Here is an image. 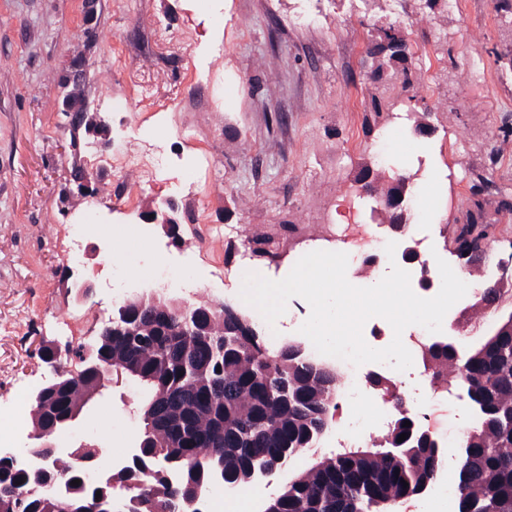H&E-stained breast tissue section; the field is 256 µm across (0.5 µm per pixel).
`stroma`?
Returning <instances> with one entry per match:
<instances>
[{
  "instance_id": "obj_1",
  "label": "stroma",
  "mask_w": 512,
  "mask_h": 512,
  "mask_svg": "<svg viewBox=\"0 0 512 512\" xmlns=\"http://www.w3.org/2000/svg\"><path fill=\"white\" fill-rule=\"evenodd\" d=\"M388 23L401 30L421 89L411 99L391 85L397 116L370 130V52ZM511 50L512 13L500 0H459L430 14L419 0H226L217 16L198 0H96L91 8L85 0H0V405L51 378L39 342L93 344L114 309L111 266L128 272L126 298L156 290L157 258L196 286L171 299L234 304L242 266L280 280L301 249L322 242L326 225L387 226L378 196L355 182L366 166L382 189L395 174H415L408 215L418 231L409 242L430 271L441 259L460 271L458 219L477 199L512 203V65L503 58ZM85 54L93 65L84 97L111 127L102 147L88 134L72 142L62 112V81ZM474 65L481 79L470 78ZM409 109L430 113L431 135L413 133ZM155 138L166 157L156 180L104 165ZM190 166L197 182L186 191L180 177ZM79 168L91 190L75 181ZM437 173L447 186L440 195L425 184ZM165 201L177 207L176 244L162 225L139 221ZM89 212L107 228L140 223L145 246L109 249L94 234L83 265H67V227ZM288 223L296 230L280 235L275 260L251 258L247 238ZM76 283L91 286L92 297L76 300ZM472 303L465 295L443 320L444 335L464 347L495 321L486 314L456 327ZM309 314L306 301L291 299L266 347L301 340ZM144 396L131 381L109 386L78 423L79 441L102 448L106 462L113 437L135 446ZM102 417L111 435L96 431ZM418 421L452 448L473 426L455 395L425 405Z\"/></svg>"
}]
</instances>
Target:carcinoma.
Listing matches in <instances>:
<instances>
[{
	"mask_svg": "<svg viewBox=\"0 0 512 512\" xmlns=\"http://www.w3.org/2000/svg\"><path fill=\"white\" fill-rule=\"evenodd\" d=\"M374 78L387 72L401 75L402 89L414 87L408 67L407 45L392 24L377 29ZM411 176L400 174L383 192L387 206L408 193ZM489 203L476 200L462 214L454 241L457 250L470 248L485 237ZM257 257H276L259 237L246 239ZM476 277L474 306L482 307L483 293L498 287L502 300L512 304V281L496 285L484 265L465 267ZM155 305L145 302L141 319L120 336H106L109 371L128 375L136 365L151 379L143 405L139 442L145 448L112 478L129 485L122 512H148L163 506L178 512H200L187 500L224 475L234 489L260 472L278 473L303 449L315 447L325 434L336 409L338 374L335 368L308 355L284 350L262 353L261 331L246 332L221 317L194 336L178 309L170 308L168 321L157 323L149 314ZM512 316H500L483 341L459 352H429L435 363L436 383L464 392L476 414V425L459 448L455 462L458 512H512ZM408 428H389L384 441L371 448L345 450L325 457L312 468L288 479L273 504L275 512H375L377 499L394 500L415 491L426 479L440 478L445 454L418 433L399 443ZM87 464L71 457H56L47 472L36 478L0 459V488L26 493L38 480L64 472L72 487L76 512L94 504L102 482H89ZM408 488H403V483ZM0 512H62L38 495L0 501Z\"/></svg>",
	"mask_w": 512,
	"mask_h": 512,
	"instance_id": "cac0c4a2",
	"label": "carcinoma"
}]
</instances>
